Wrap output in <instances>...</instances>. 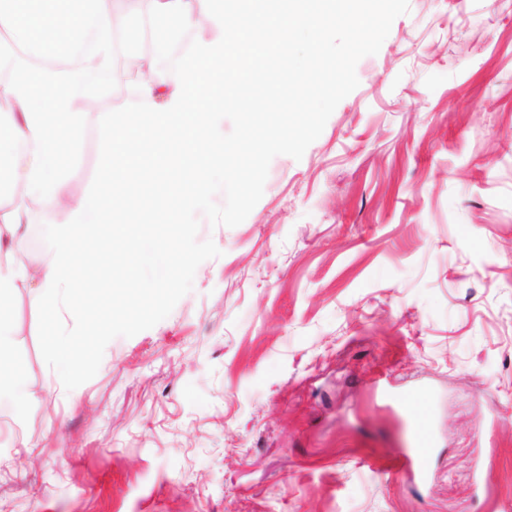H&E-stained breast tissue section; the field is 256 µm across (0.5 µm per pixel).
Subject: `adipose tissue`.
<instances>
[{"label": "adipose tissue", "instance_id": "ef3b65f1", "mask_svg": "<svg viewBox=\"0 0 512 512\" xmlns=\"http://www.w3.org/2000/svg\"><path fill=\"white\" fill-rule=\"evenodd\" d=\"M86 32L94 47L85 65L61 69L31 60L35 38L62 42ZM113 33L99 0H0V94L15 109L0 113V407L23 412L32 399L20 358L11 349L5 313L17 283L31 280L33 303L48 315L93 313L84 328L52 340L63 378L81 370L79 357L112 330L115 298L158 306L164 289L194 273L189 216L206 209L216 190L234 204L251 168L239 142L224 139L216 112L198 111V88L217 102L224 43L199 40L184 61L188 81L164 75L144 81L137 99L113 114L94 187L63 221L41 227L43 261L31 265L23 236L30 203L53 212L60 175L81 136L75 100L110 82Z\"/></svg>", "mask_w": 512, "mask_h": 512}]
</instances>
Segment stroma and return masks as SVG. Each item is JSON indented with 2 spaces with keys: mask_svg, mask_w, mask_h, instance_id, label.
Segmentation results:
<instances>
[{
  "mask_svg": "<svg viewBox=\"0 0 512 512\" xmlns=\"http://www.w3.org/2000/svg\"><path fill=\"white\" fill-rule=\"evenodd\" d=\"M218 258L62 379L13 291L34 394L0 408V512H512V0H409ZM85 111L64 194L97 178ZM431 404L429 478L394 456Z\"/></svg>",
  "mask_w": 512,
  "mask_h": 512,
  "instance_id": "stroma-1",
  "label": "stroma"
}]
</instances>
